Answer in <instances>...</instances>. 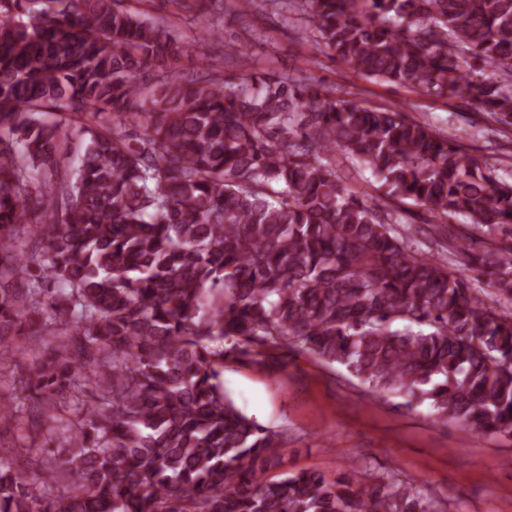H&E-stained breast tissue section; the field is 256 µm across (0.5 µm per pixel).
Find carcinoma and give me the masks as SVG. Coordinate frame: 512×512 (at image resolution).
I'll return each mask as SVG.
<instances>
[{
	"label": "carcinoma",
	"instance_id": "1",
	"mask_svg": "<svg viewBox=\"0 0 512 512\" xmlns=\"http://www.w3.org/2000/svg\"><path fill=\"white\" fill-rule=\"evenodd\" d=\"M115 2L0 0V438L61 449L21 468L0 442V512H429L356 469L268 476L284 437L238 409L224 364L304 353L512 437V182L399 107L257 74L244 53L235 81L181 75L170 25ZM271 6L357 77L512 125V84L491 75L512 76V0ZM339 157L390 202L348 188ZM406 200L439 256L411 247ZM457 217L504 236L463 250L489 302L448 258Z\"/></svg>",
	"mask_w": 512,
	"mask_h": 512
}]
</instances>
